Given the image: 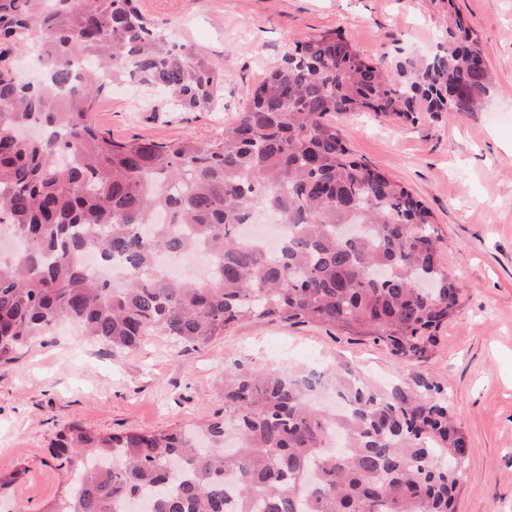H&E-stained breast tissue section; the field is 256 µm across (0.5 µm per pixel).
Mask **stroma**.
I'll list each match as a JSON object with an SVG mask.
<instances>
[{
    "label": "stroma",
    "instance_id": "obj_1",
    "mask_svg": "<svg viewBox=\"0 0 512 512\" xmlns=\"http://www.w3.org/2000/svg\"><path fill=\"white\" fill-rule=\"evenodd\" d=\"M178 43L224 62V105L174 111L169 100L126 88L98 104L113 139L220 142L266 71L302 36L337 30L368 59H420L456 19L477 37L496 79L481 112L411 122L352 112L336 124L353 151L403 183L431 209L440 259L463 290L461 312L425 361L404 363L385 345L316 325L253 321L203 347L149 337L134 352L57 325L0 365V473L25 469L9 512H45L68 482L52 459L73 423L107 435L174 430L224 413V365L285 364L323 372L316 396L332 407L337 364L358 366L380 388L441 386L472 449L459 512H512V0H139Z\"/></svg>",
    "mask_w": 512,
    "mask_h": 512
}]
</instances>
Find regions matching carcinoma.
Wrapping results in <instances>:
<instances>
[{
	"label": "carcinoma",
	"instance_id": "carcinoma-1",
	"mask_svg": "<svg viewBox=\"0 0 512 512\" xmlns=\"http://www.w3.org/2000/svg\"><path fill=\"white\" fill-rule=\"evenodd\" d=\"M33 48L25 77L16 59ZM127 77L210 111L224 64L171 42L138 0H0V231L18 243L0 255V364L63 320L114 350L155 333L204 346L267 319L371 338L403 362L432 356L463 293L431 212L330 118L478 111L493 78L462 19L421 61L364 58L338 31L296 40L221 142L112 140L92 115ZM260 211L280 220L276 254L241 234ZM199 248L218 257L203 281L156 269ZM88 251L122 282L92 274ZM335 377L337 415L314 405L313 375L234 360L222 417L174 432L69 425L52 458L71 479L46 512L136 499L148 512H457L471 448L443 390ZM103 457L112 468H90Z\"/></svg>",
	"mask_w": 512,
	"mask_h": 512
}]
</instances>
